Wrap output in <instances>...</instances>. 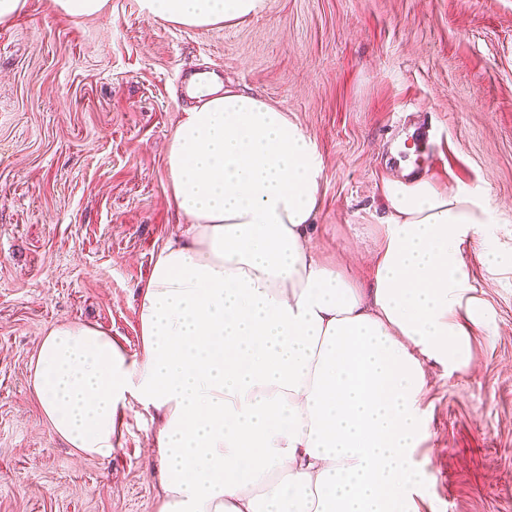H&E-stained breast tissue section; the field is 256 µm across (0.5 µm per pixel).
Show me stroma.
Segmentation results:
<instances>
[{"label":"stroma","instance_id":"35a3bbf8","mask_svg":"<svg viewBox=\"0 0 512 512\" xmlns=\"http://www.w3.org/2000/svg\"><path fill=\"white\" fill-rule=\"evenodd\" d=\"M257 93L324 158L313 243L357 280L385 215L381 185L420 172L479 187L497 218L464 250L486 315L462 372L427 367L420 512H512V0H270L210 29L107 0L91 18L26 0L0 23V512H155L156 423L126 412L110 460L44 421L31 360L47 329L90 321L127 353L155 254L182 216L164 145L193 108L184 76Z\"/></svg>","mask_w":512,"mask_h":512}]
</instances>
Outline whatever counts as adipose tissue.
<instances>
[{
  "label": "adipose tissue",
  "instance_id": "1",
  "mask_svg": "<svg viewBox=\"0 0 512 512\" xmlns=\"http://www.w3.org/2000/svg\"><path fill=\"white\" fill-rule=\"evenodd\" d=\"M210 29L269 0H142ZM164 146L186 219L140 289L141 346L64 322L33 389L75 454L111 458L116 420L152 413L156 512H419L426 364H471L484 301L463 244L494 217L476 190L415 175L382 185L385 217L359 284L311 236L324 159L266 98L206 88Z\"/></svg>",
  "mask_w": 512,
  "mask_h": 512
}]
</instances>
